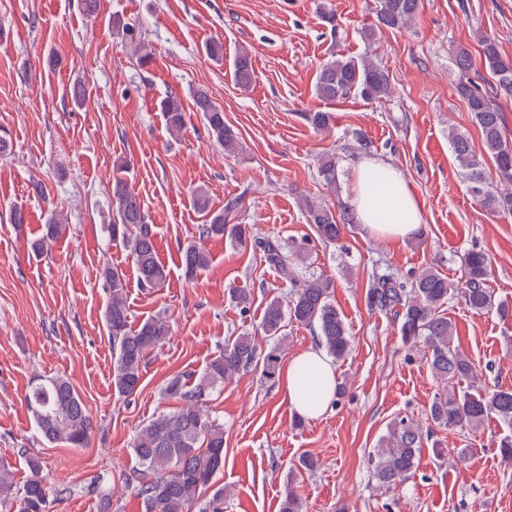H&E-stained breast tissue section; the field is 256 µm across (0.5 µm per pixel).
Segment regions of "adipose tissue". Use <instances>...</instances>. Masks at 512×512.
<instances>
[{"mask_svg":"<svg viewBox=\"0 0 512 512\" xmlns=\"http://www.w3.org/2000/svg\"><path fill=\"white\" fill-rule=\"evenodd\" d=\"M350 203L360 224L375 237L402 239L421 222L420 206L402 172L382 160L363 158L354 164ZM283 390L300 416L320 417L335 399V368L321 350H305L289 360Z\"/></svg>","mask_w":512,"mask_h":512,"instance_id":"obj_1","label":"adipose tissue"}]
</instances>
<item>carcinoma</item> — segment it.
Segmentation results:
<instances>
[{
	"instance_id": "carcinoma-1",
	"label": "carcinoma",
	"mask_w": 512,
	"mask_h": 512,
	"mask_svg": "<svg viewBox=\"0 0 512 512\" xmlns=\"http://www.w3.org/2000/svg\"><path fill=\"white\" fill-rule=\"evenodd\" d=\"M418 7L419 0H378V24L400 29L412 19ZM113 28L125 41L135 45L141 63L150 62L151 52L141 41L135 25L117 17L113 19ZM479 45L482 64L494 79L496 92L511 96L512 58L503 56L495 39L487 35L481 37ZM457 67L461 78L456 90L481 131L485 153L493 161L499 180L511 184L512 143L503 134V112L467 77L472 68L468 52H460ZM234 79L243 89L253 82L252 59L245 50L235 57ZM390 89L389 72L379 63L367 56L358 58L334 53L320 65L315 83L316 95L327 102L350 95L369 101L380 100L389 95ZM193 101L196 111L203 113L208 133L215 143L226 151L233 150L238 136L232 127L224 124V111L202 88L193 93ZM160 110L170 131L178 132L183 128L184 108L178 96L170 94L162 99ZM450 140L469 190L480 205L490 213L512 214V193L489 189L485 162L473 151L469 139L453 133ZM318 175L326 186H336V158L322 159ZM112 202L115 216L108 227L110 238L127 251L142 287H163L168 270L158 257L154 225L148 223L137 193L122 176L113 178ZM193 202L207 219L199 227V241L189 242L180 249L181 266L188 279L197 277L211 265V255L204 241L228 237L240 242L245 236L244 228L229 223L227 210L210 208L209 193L204 188L195 189ZM305 209L317 239L326 244L338 243L346 225L354 220L353 213L341 203L331 206L308 201ZM66 221L67 217L61 213L49 218L42 234L31 244L33 251H46L49 243L66 231ZM258 247L265 262L291 285L288 301L278 297L271 299L260 321L265 337L274 341V345L262 354L249 334L231 336L202 372L179 373L167 380L163 394L179 405L143 425L133 441L132 451L140 466L135 492L145 512H187L190 505L200 502L202 490L224 468V426L208 415V396L224 380L258 364L262 365L261 373L266 379L275 378L281 362V339L288 323L312 328L321 347L337 362L350 352L352 336L331 299V282L301 277L297 273L302 246L287 248L280 241L268 238L258 242ZM490 273L491 262L485 253L472 250L466 254L465 302L477 313L494 310L506 318L508 304L496 300L487 288ZM101 277L110 292L105 322L112 339V382L118 395L128 398L141 385L142 367L148 354L169 339L171 329L160 316L132 325L124 272L107 265L101 270ZM451 293L452 284L432 268L414 279L375 274L367 290V303L375 310L394 313L404 343L421 342L428 348L429 368L444 384V392L435 398L429 409L434 423L473 430L494 415L512 428V389L473 392L475 366L455 344V327L441 313ZM463 382L467 387H461ZM26 402L35 431L43 440L50 444L65 443L72 448L86 447L94 429L93 419L68 379L56 376L40 380L31 387ZM422 445L423 436L417 424L404 418L392 420L372 456L377 484L385 489L405 484L417 469ZM27 466L30 475L16 490L10 474L0 465V512H49L52 498L58 496V491L46 482L38 459H28Z\"/></svg>"
}]
</instances>
